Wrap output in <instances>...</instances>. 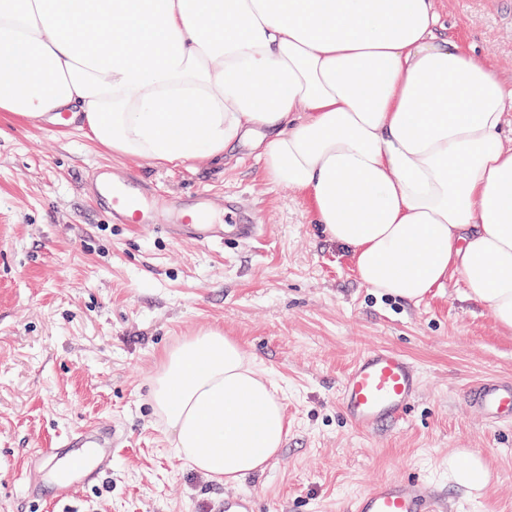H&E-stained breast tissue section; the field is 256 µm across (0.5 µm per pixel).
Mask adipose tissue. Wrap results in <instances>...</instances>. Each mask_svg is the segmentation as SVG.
Segmentation results:
<instances>
[{
  "label": "adipose tissue",
  "instance_id": "ef3b65f1",
  "mask_svg": "<svg viewBox=\"0 0 512 512\" xmlns=\"http://www.w3.org/2000/svg\"><path fill=\"white\" fill-rule=\"evenodd\" d=\"M0 112H67L160 164L250 145L362 284L417 302L457 275L512 330V83L436 0H0ZM152 398L177 459L219 483L263 470L287 433L218 329L166 353ZM489 482L482 457L449 453V485Z\"/></svg>",
  "mask_w": 512,
  "mask_h": 512
}]
</instances>
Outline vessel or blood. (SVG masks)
<instances>
[{"label": "vessel or blood", "instance_id": "obj_1", "mask_svg": "<svg viewBox=\"0 0 512 512\" xmlns=\"http://www.w3.org/2000/svg\"><path fill=\"white\" fill-rule=\"evenodd\" d=\"M108 223L145 224L169 240L189 238L212 247L251 240L260 227L251 222L239 199L224 201L225 220H218L211 200L200 192L186 198L158 193L140 177L112 166L97 168L86 186ZM421 388V373L403 352L378 345L363 352L342 375L337 401L355 430L373 434L406 417ZM473 408L490 419H512V382L484 379L469 393ZM122 436L116 428H79L58 447L30 456L25 481L28 501L58 506L112 470V455ZM213 512H257L251 496L228 494ZM349 512H441L438 500L413 480H383L358 495Z\"/></svg>", "mask_w": 512, "mask_h": 512}]
</instances>
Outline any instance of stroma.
<instances>
[{"instance_id":"stroma-1","label":"stroma","mask_w":512,"mask_h":512,"mask_svg":"<svg viewBox=\"0 0 512 512\" xmlns=\"http://www.w3.org/2000/svg\"><path fill=\"white\" fill-rule=\"evenodd\" d=\"M438 4L453 34L512 82V0ZM109 161L163 194L237 195L263 231L220 248L109 224L80 190ZM205 328L260 364L288 420L280 454L231 486L175 458L151 397L163 352ZM377 345L413 358L422 387L402 423L370 435L345 422L336 385ZM487 378L512 380V332L466 299L461 277L418 303L367 288L307 200L271 182L251 147L220 163L162 165L114 154L75 126L0 112V512H30L33 451L92 424L126 441L111 473L64 512H211L230 491L275 512H348L356 494L400 478L422 480L443 512H512V423L466 401ZM458 448L484 459L482 496L449 485Z\"/></svg>"}]
</instances>
